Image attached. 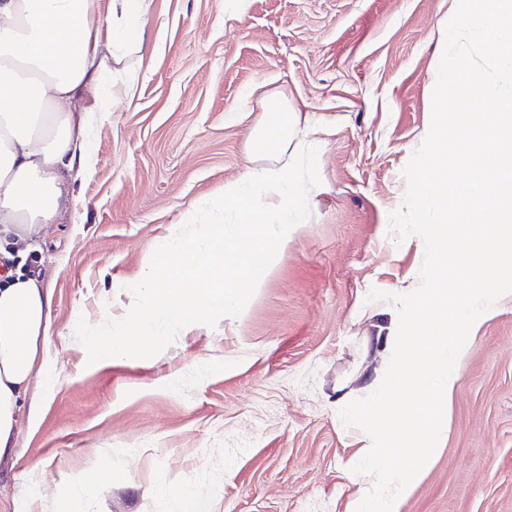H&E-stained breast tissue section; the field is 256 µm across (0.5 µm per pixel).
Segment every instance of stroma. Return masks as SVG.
I'll list each match as a JSON object with an SVG mask.
<instances>
[{
  "mask_svg": "<svg viewBox=\"0 0 512 512\" xmlns=\"http://www.w3.org/2000/svg\"><path fill=\"white\" fill-rule=\"evenodd\" d=\"M154 0L130 96L96 114L74 209L27 261L52 292L46 358L0 461V512L23 485L55 512L73 476L114 468L82 512H169L160 485L213 512H345L362 341L432 258L389 217L430 128L450 0ZM308 119L310 216L237 318L195 324L149 359L88 364L79 318L123 314L142 261L193 204L250 164L262 103ZM207 358L199 376L194 363ZM448 405V440L400 512H512V305L477 331Z\"/></svg>",
  "mask_w": 512,
  "mask_h": 512,
  "instance_id": "stroma-1",
  "label": "stroma"
}]
</instances>
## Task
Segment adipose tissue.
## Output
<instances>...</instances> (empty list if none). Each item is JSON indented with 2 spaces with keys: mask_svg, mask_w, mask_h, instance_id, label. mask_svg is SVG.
I'll return each instance as SVG.
<instances>
[{
  "mask_svg": "<svg viewBox=\"0 0 512 512\" xmlns=\"http://www.w3.org/2000/svg\"><path fill=\"white\" fill-rule=\"evenodd\" d=\"M152 0H0V459L16 448L51 331V294L40 273L21 271L42 231L73 208L66 174L90 163L92 116L129 93L138 74ZM512 94L497 96L479 131L460 127L428 154L410 200L434 224L422 241L433 262L406 290L398 313L379 319L367 347L378 397L356 421L347 463L355 487L345 512H400L448 432V403L461 384L475 332L512 303ZM469 174L451 184L438 158ZM466 208L470 223L448 226Z\"/></svg>",
  "mask_w": 512,
  "mask_h": 512,
  "instance_id": "1",
  "label": "adipose tissue"
}]
</instances>
